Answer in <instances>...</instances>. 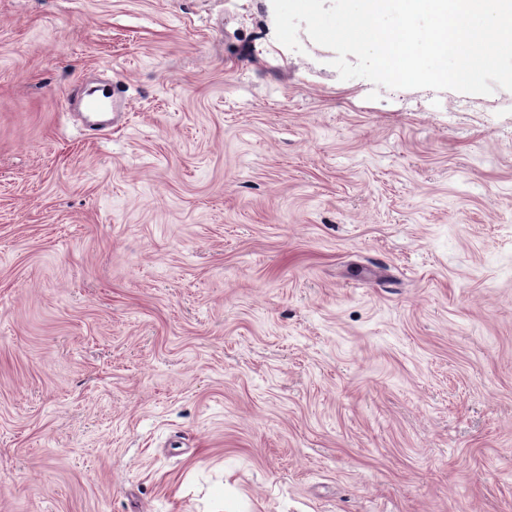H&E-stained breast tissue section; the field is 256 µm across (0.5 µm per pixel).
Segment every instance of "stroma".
Wrapping results in <instances>:
<instances>
[{
  "label": "stroma",
  "instance_id": "35a3bbf8",
  "mask_svg": "<svg viewBox=\"0 0 512 512\" xmlns=\"http://www.w3.org/2000/svg\"><path fill=\"white\" fill-rule=\"evenodd\" d=\"M299 39L0 0V512H512V91Z\"/></svg>",
  "mask_w": 512,
  "mask_h": 512
}]
</instances>
